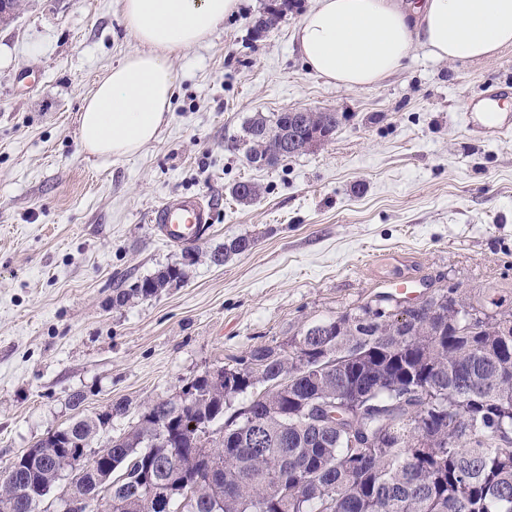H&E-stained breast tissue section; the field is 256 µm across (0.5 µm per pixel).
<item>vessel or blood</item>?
Segmentation results:
<instances>
[{
    "mask_svg": "<svg viewBox=\"0 0 512 512\" xmlns=\"http://www.w3.org/2000/svg\"><path fill=\"white\" fill-rule=\"evenodd\" d=\"M211 220L210 208L200 196H173L165 199L150 221L166 244L180 245L200 239Z\"/></svg>",
    "mask_w": 512,
    "mask_h": 512,
    "instance_id": "1",
    "label": "vessel or blood"
}]
</instances>
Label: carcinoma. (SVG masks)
Masks as SVG:
<instances>
[{
    "instance_id": "obj_1",
    "label": "carcinoma",
    "mask_w": 512,
    "mask_h": 512,
    "mask_svg": "<svg viewBox=\"0 0 512 512\" xmlns=\"http://www.w3.org/2000/svg\"><path fill=\"white\" fill-rule=\"evenodd\" d=\"M288 10L281 0L255 24L273 27ZM334 112H261L245 124L250 163L278 146L294 156L313 146L314 132L336 131ZM261 193L241 182L233 195ZM239 235L211 253L215 263L252 250ZM185 277L166 267L115 289L112 304L155 295ZM405 317L369 303L304 329L288 348L258 344L221 376L188 381L194 400L147 403L137 426L94 451L77 479L81 495L112 480V512H183L184 478H194L207 454L222 482L194 483L189 512H512V303L494 294L439 288L403 307ZM311 349L309 361L299 358ZM266 391L232 409L256 385ZM70 422L76 441H95L112 422ZM222 423V436L203 442L183 420ZM167 421L169 447L151 446L152 426ZM30 464L0 478V512H38L32 497L54 488L63 455L33 446Z\"/></svg>"
}]
</instances>
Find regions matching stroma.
Listing matches in <instances>:
<instances>
[{
  "instance_id": "35a3bbf8",
  "label": "stroma",
  "mask_w": 512,
  "mask_h": 512,
  "mask_svg": "<svg viewBox=\"0 0 512 512\" xmlns=\"http://www.w3.org/2000/svg\"><path fill=\"white\" fill-rule=\"evenodd\" d=\"M268 2L239 0L174 54L168 124L107 162L83 152L78 115L138 47L122 0H19L0 22V464L118 403L106 435L125 436L148 401L404 277L422 297L453 287L512 301V133L482 132L467 111L493 91L512 98V47L483 62L417 48L380 85L347 89L309 72L293 40L315 0H294L260 40ZM296 109L337 113L335 134L270 167L231 149L253 113ZM245 181L260 198L233 197ZM180 194L211 204L209 232L185 247L149 222ZM241 234L255 247L213 263ZM175 264L183 282L113 305L116 287Z\"/></svg>"
}]
</instances>
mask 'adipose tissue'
Wrapping results in <instances>:
<instances>
[{"label": "adipose tissue", "mask_w": 512, "mask_h": 512, "mask_svg": "<svg viewBox=\"0 0 512 512\" xmlns=\"http://www.w3.org/2000/svg\"><path fill=\"white\" fill-rule=\"evenodd\" d=\"M237 0H123L140 44L104 72L78 116L87 155H136L167 122L171 55L203 43ZM308 70L346 88H372L405 66L414 47L437 61H486L512 45V0H316L295 31Z\"/></svg>", "instance_id": "ef3b65f1"}]
</instances>
